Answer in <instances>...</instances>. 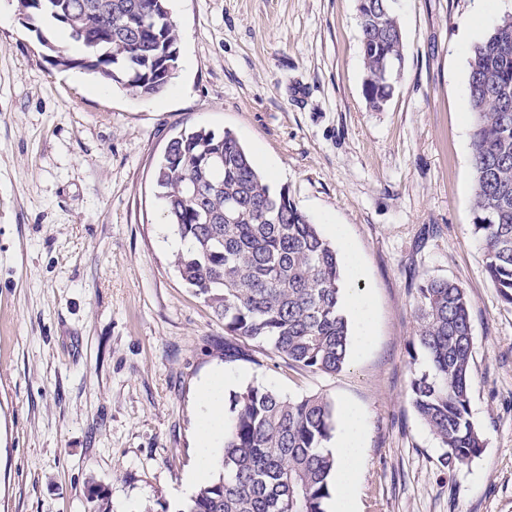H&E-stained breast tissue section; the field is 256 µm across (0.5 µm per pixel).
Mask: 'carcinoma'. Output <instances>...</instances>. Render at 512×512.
Listing matches in <instances>:
<instances>
[{"instance_id": "carcinoma-1", "label": "carcinoma", "mask_w": 512, "mask_h": 512, "mask_svg": "<svg viewBox=\"0 0 512 512\" xmlns=\"http://www.w3.org/2000/svg\"><path fill=\"white\" fill-rule=\"evenodd\" d=\"M169 0H17L29 21L51 19L84 48L70 58L48 41L51 62L79 68L127 94L164 93L177 70ZM360 34L363 95L383 109L397 76L376 80L380 63L402 57L392 0H366ZM473 169L472 233L502 302L512 305V15L502 16L472 51L467 78ZM168 223L183 245L182 281L224 318V333L269 344L289 362L335 374L347 362L349 325L336 248L291 201L273 191L235 136L205 128L172 138L154 173ZM203 192L193 194L191 188ZM414 337L430 369L409 385L420 420L466 464L484 441L471 419L473 333L464 289L450 279L416 288ZM334 407L321 395L292 400L260 384L233 396L224 421L219 475L187 512H325L334 457L324 450ZM89 512H112L105 488L88 486Z\"/></svg>"}]
</instances>
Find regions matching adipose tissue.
I'll return each instance as SVG.
<instances>
[{
  "mask_svg": "<svg viewBox=\"0 0 512 512\" xmlns=\"http://www.w3.org/2000/svg\"><path fill=\"white\" fill-rule=\"evenodd\" d=\"M198 404L201 422L197 445L207 450L223 417V393L220 379L207 382L200 390ZM364 424L360 413L346 408L341 414L340 428L331 453L336 461L334 491L331 498L333 512H353L350 488L357 479L355 463L363 451Z\"/></svg>",
  "mask_w": 512,
  "mask_h": 512,
  "instance_id": "obj_1",
  "label": "adipose tissue"
}]
</instances>
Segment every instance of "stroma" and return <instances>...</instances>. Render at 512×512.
<instances>
[{"instance_id":"1","label":"stroma","mask_w":512,"mask_h":512,"mask_svg":"<svg viewBox=\"0 0 512 512\" xmlns=\"http://www.w3.org/2000/svg\"><path fill=\"white\" fill-rule=\"evenodd\" d=\"M0 0V512H181L197 465V392L259 383L321 395L365 418L357 512H512V306L471 232L472 47L512 0H397L404 62L380 111L363 96L358 0H169L179 67L133 98L77 69L58 25ZM231 132L260 173L276 167L322 236L343 225L372 338L341 372L270 346L224 355V320L174 268L154 171L181 129ZM466 291L474 337L470 413L485 447L464 465L417 416L426 369L413 344L417 284Z\"/></svg>"}]
</instances>
